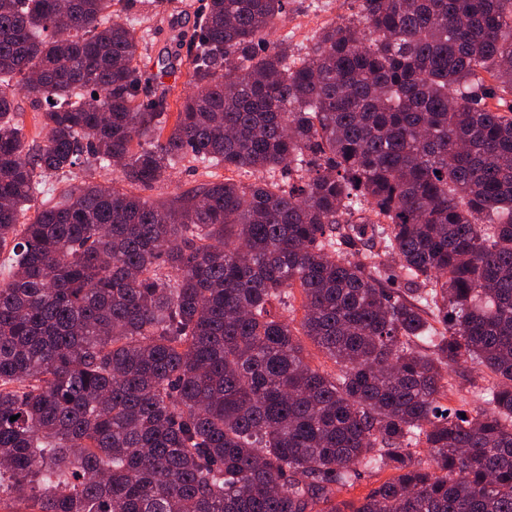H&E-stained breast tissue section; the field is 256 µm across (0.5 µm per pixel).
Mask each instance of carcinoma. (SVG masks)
Segmentation results:
<instances>
[{
  "mask_svg": "<svg viewBox=\"0 0 512 512\" xmlns=\"http://www.w3.org/2000/svg\"><path fill=\"white\" fill-rule=\"evenodd\" d=\"M114 2L0 0V508L512 512V0H356L303 56L287 0H207L174 103ZM211 169L199 165L196 169H189L178 165L171 171L170 178L152 189L143 190L140 193L151 200L168 197L173 194L176 187L186 188L191 185L204 183L209 180ZM112 177H115V174L112 175V172H99L92 169L85 168H75L72 173H68L66 177H64L60 183H53V185L47 186V189H59L65 185H79L81 182L85 180H93L102 185H111ZM46 189V190H47ZM452 377L456 379V387L452 392L448 393L451 402H444L445 405L459 406L461 398H465L468 402L465 405L466 409L479 406L481 402L477 394V388H474L472 384L475 383L479 386L486 384L488 379L486 370L471 364L469 361L463 364L456 373H453ZM394 472L386 471L379 475L374 474H364L361 480L351 489L342 490L336 493L338 499L345 500H360L367 496L374 488H376L380 483L389 479Z\"/></svg>",
  "mask_w": 512,
  "mask_h": 512,
  "instance_id": "cac0c4a2",
  "label": "carcinoma"
}]
</instances>
